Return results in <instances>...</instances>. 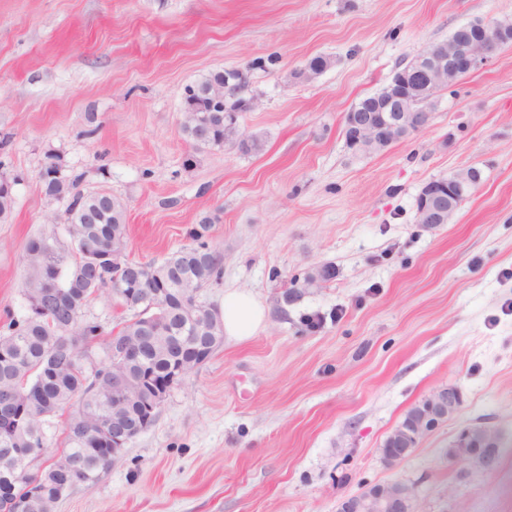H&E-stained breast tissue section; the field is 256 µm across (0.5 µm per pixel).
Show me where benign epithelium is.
Segmentation results:
<instances>
[{"instance_id": "7a95c632", "label": "benign epithelium", "mask_w": 512, "mask_h": 512, "mask_svg": "<svg viewBox=\"0 0 512 512\" xmlns=\"http://www.w3.org/2000/svg\"><path fill=\"white\" fill-rule=\"evenodd\" d=\"M505 40V33L493 22H486L481 35L471 36L466 27H460L453 40L446 45H437L420 52L412 59L415 72L439 80L453 69L458 73H470L491 60ZM429 85L415 87L406 84L390 89L389 104L403 105L422 98ZM426 112L403 111L386 116L376 112H360L354 108L344 117L345 138L361 151H372L381 144L390 145L405 139L419 131L429 121ZM474 187L472 171L466 169L454 171L439 181L426 183L416 200L417 223L426 227L443 223L445 216L453 214V198L466 196ZM112 360L135 361L141 368H147L142 358L139 343L130 340L112 346ZM167 389H154L139 401L137 413L128 411L131 401L126 394V379L121 376L112 378V423L106 431V440L112 442V455L121 453L151 423L152 416L166 399ZM461 403V391L455 386H444L433 395L416 404L413 409L414 420L409 427L397 426L393 433L400 434L404 440L401 448H390L387 463L394 466L404 460L409 452L418 447L419 440L433 431L440 423L450 418ZM15 398L0 400V434L9 436L16 428L14 410ZM32 448H4L0 450V466L9 469L18 467V458L31 456ZM499 458L485 453L483 448H474L466 460L469 473L492 474L497 471ZM16 481L27 485L29 495L25 499L14 496V491H3L1 497L13 498L15 512H31L35 482L30 480V472L23 468L18 471ZM416 502L415 488L405 482L377 483L368 486L360 493L343 500L336 512H412Z\"/></svg>"}]
</instances>
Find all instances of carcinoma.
I'll return each mask as SVG.
<instances>
[{"label":"carcinoma","instance_id":"cac0c4a2","mask_svg":"<svg viewBox=\"0 0 512 512\" xmlns=\"http://www.w3.org/2000/svg\"><path fill=\"white\" fill-rule=\"evenodd\" d=\"M225 70H215L185 90L182 100L181 132L196 150L222 147L224 116L242 109L244 91L212 104L207 96L211 83L224 80ZM84 174L61 176L43 183L44 194L68 199L61 230L30 238L23 262L27 270L22 293L27 313L10 319L0 331V396L16 393L23 411L18 431L30 446H46L47 432L62 419V455L32 473L42 491L39 512H56L62 485L92 487L112 466L110 445L99 439L100 428L112 422V373L128 371L140 379V367L129 363L122 368L112 362V343L138 336H150L148 353L156 376L166 378L180 370L187 376L200 362L189 352L197 340L194 325L172 315L174 301L199 298L223 277V253L202 241L210 220L205 218L191 232L193 245L174 252L161 263H141L128 259L127 224L124 204L106 191L80 189ZM12 185L0 180V221L11 213ZM109 256L98 269L87 271L82 248ZM125 265L144 270L139 284L125 280L110 256ZM164 287L169 298L159 299L152 289ZM137 288L135 305L125 294ZM53 288L69 296L71 314L61 315L45 303L44 289ZM102 293L112 295L133 317L117 333L104 336L103 326L84 318L89 303ZM204 314L216 318L212 335L214 348L224 339L223 316L211 303H201ZM155 318L153 329L143 328V319ZM101 349L95 356L94 348Z\"/></svg>","mask_w":512,"mask_h":512}]
</instances>
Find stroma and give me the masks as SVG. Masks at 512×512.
Here are the masks:
<instances>
[{
	"label": "stroma",
	"mask_w": 512,
	"mask_h": 512,
	"mask_svg": "<svg viewBox=\"0 0 512 512\" xmlns=\"http://www.w3.org/2000/svg\"><path fill=\"white\" fill-rule=\"evenodd\" d=\"M477 18L512 21V0H0V324L26 312L27 240L67 206L42 190L53 154L122 201L130 260L162 262L210 218L224 273L204 301L234 289L268 311L58 512H336L393 481L417 512H512V45L410 137L365 154L344 135L354 104ZM319 55L327 69L300 78ZM247 66L239 133L257 148L195 151L186 87ZM464 167L481 180L449 223L417 224L424 184ZM324 264L333 277L309 282ZM446 385L457 413L387 465L392 429ZM475 424L499 436L490 476L446 454Z\"/></svg>",
	"instance_id": "1"
}]
</instances>
